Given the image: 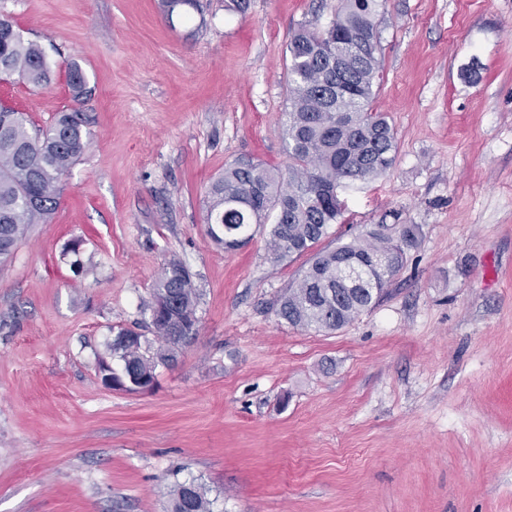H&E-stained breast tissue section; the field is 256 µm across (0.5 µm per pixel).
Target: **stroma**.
<instances>
[{
	"label": "stroma",
	"mask_w": 512,
	"mask_h": 512,
	"mask_svg": "<svg viewBox=\"0 0 512 512\" xmlns=\"http://www.w3.org/2000/svg\"><path fill=\"white\" fill-rule=\"evenodd\" d=\"M336 3L0 0L52 69L0 82V104L40 127L76 106L92 134L0 265V512H169L192 480L213 512H512V0H386L373 108L395 160L344 191L321 245L419 236L350 324L288 325L276 300L306 258L274 260L264 226L225 251L203 222L225 166L287 170L288 41ZM173 256L198 333L152 391L109 389L114 328L159 346L147 307Z\"/></svg>",
	"instance_id": "1"
}]
</instances>
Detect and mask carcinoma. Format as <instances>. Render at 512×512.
I'll return each mask as SVG.
<instances>
[{"instance_id":"obj_1","label":"carcinoma","mask_w":512,"mask_h":512,"mask_svg":"<svg viewBox=\"0 0 512 512\" xmlns=\"http://www.w3.org/2000/svg\"><path fill=\"white\" fill-rule=\"evenodd\" d=\"M383 0H338L332 20L301 25L288 43V111L284 139L290 163L282 175L261 164L224 169L208 191L204 223L226 250L250 238L251 226L270 225L268 249L276 260L311 257L278 301L277 315L300 329L333 332L370 308L404 265L416 230L377 224L361 238L333 249L318 244L345 211L339 191L382 177L392 166L396 140L381 112L372 109L380 44L363 49L360 40L378 34ZM341 47L346 87L336 86L329 51ZM18 76L34 87L51 81L45 51L22 38L11 16L0 12V80ZM68 84L73 100L85 94L86 78L72 64ZM91 133L77 108L61 112L37 129L24 113L0 110V263L14 253L32 224H47L59 206L60 178L90 147ZM151 325L163 342L148 356L141 335L121 347L112 389L131 391L129 378H155L156 367L198 332L199 294L176 257L167 261L154 288ZM170 512H212L203 486L176 483Z\"/></svg>"}]
</instances>
